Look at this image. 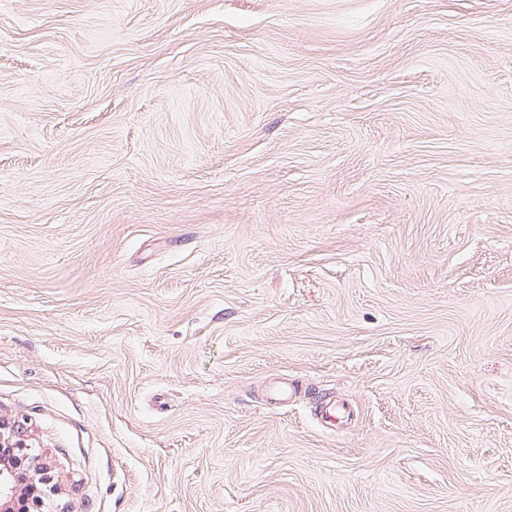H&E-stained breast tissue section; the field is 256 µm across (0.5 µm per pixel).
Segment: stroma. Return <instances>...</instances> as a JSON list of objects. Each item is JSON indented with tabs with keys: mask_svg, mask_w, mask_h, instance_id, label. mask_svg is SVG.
Listing matches in <instances>:
<instances>
[{
	"mask_svg": "<svg viewBox=\"0 0 512 512\" xmlns=\"http://www.w3.org/2000/svg\"><path fill=\"white\" fill-rule=\"evenodd\" d=\"M0 420L43 512H512V0H0Z\"/></svg>",
	"mask_w": 512,
	"mask_h": 512,
	"instance_id": "obj_1",
	"label": "stroma"
}]
</instances>
